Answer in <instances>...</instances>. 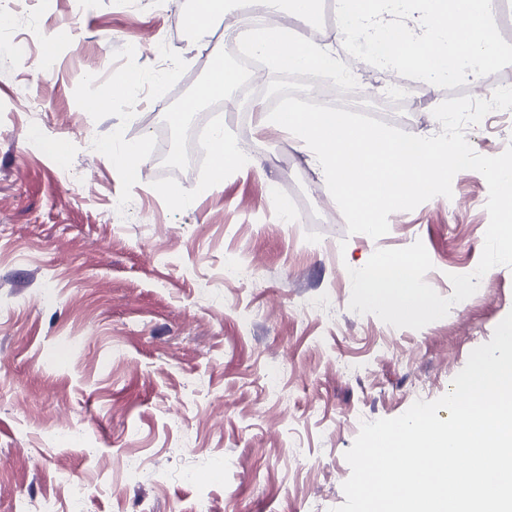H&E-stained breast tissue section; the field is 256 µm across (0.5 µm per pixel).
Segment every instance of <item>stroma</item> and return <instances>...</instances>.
<instances>
[{
	"label": "stroma",
	"mask_w": 512,
	"mask_h": 512,
	"mask_svg": "<svg viewBox=\"0 0 512 512\" xmlns=\"http://www.w3.org/2000/svg\"><path fill=\"white\" fill-rule=\"evenodd\" d=\"M190 0H22L0 22V512L90 492L78 512H332L362 422L452 389L512 311V267L419 330L350 310L349 268L422 241L441 296L473 272L488 185L348 234L312 150L260 126L270 94L225 124L261 170L155 163L166 111L204 80L207 52L175 21ZM70 24L55 52L46 36ZM138 76L96 112L100 76ZM140 147L133 179L100 152ZM474 151L512 144V113L472 127ZM324 206L316 224L303 214ZM146 461L131 485L125 457Z\"/></svg>",
	"instance_id": "obj_1"
}]
</instances>
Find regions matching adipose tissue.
I'll return each instance as SVG.
<instances>
[{
	"mask_svg": "<svg viewBox=\"0 0 512 512\" xmlns=\"http://www.w3.org/2000/svg\"><path fill=\"white\" fill-rule=\"evenodd\" d=\"M335 37L347 45L372 50L379 69L406 73L430 93V111L438 104L432 95L444 82L482 83L499 66L502 49L495 21L501 0H337ZM227 0H197L192 21L200 49L215 65L197 86V100L225 98L236 76L220 66L218 51L208 44L213 18L227 10ZM251 50L281 69H333L335 54L315 36L297 41L292 30L269 26L245 34Z\"/></svg>",
	"mask_w": 512,
	"mask_h": 512,
	"instance_id": "ef3b65f1",
	"label": "adipose tissue"
}]
</instances>
